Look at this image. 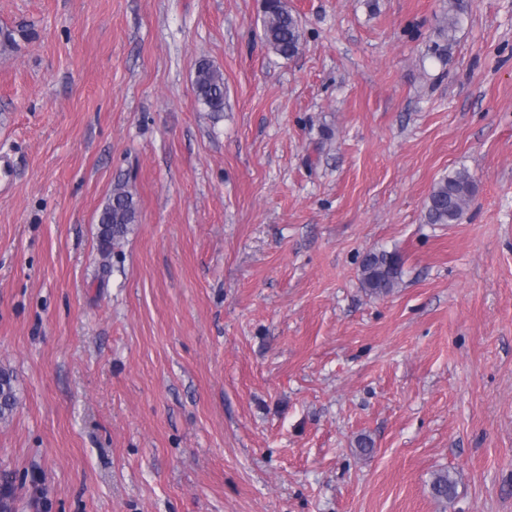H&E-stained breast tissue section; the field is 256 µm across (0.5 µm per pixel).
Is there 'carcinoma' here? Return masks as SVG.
<instances>
[{
    "instance_id": "1",
    "label": "carcinoma",
    "mask_w": 512,
    "mask_h": 512,
    "mask_svg": "<svg viewBox=\"0 0 512 512\" xmlns=\"http://www.w3.org/2000/svg\"><path fill=\"white\" fill-rule=\"evenodd\" d=\"M465 0H448V32L452 33L462 21ZM262 39L265 46L283 59L296 56L302 48V30L298 17L288 8L286 0H268L263 5ZM195 93L210 112L224 111L226 92L224 75L207 62L198 65L195 73ZM474 191V179L465 169L441 178L425 201L424 217L428 224H456L469 207ZM136 202L128 184L119 182L112 188L98 216V243L100 254L107 258L124 238L131 224L136 223ZM402 259L395 252L371 251L360 263L361 284L375 296H386L399 285ZM17 402L9 372L0 369V418L11 412ZM12 477L0 473V512H13L10 495ZM432 493L440 499H450L455 483L446 474H438L432 481Z\"/></svg>"
}]
</instances>
